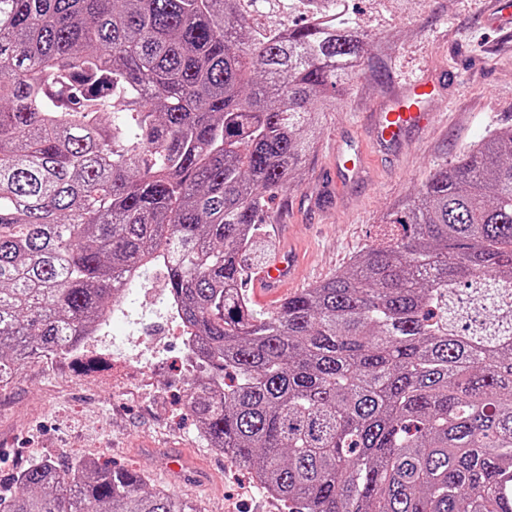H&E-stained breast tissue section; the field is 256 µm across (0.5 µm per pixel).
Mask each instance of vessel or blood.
Instances as JSON below:
<instances>
[{"label":"vessel or blood","mask_w":512,"mask_h":512,"mask_svg":"<svg viewBox=\"0 0 512 512\" xmlns=\"http://www.w3.org/2000/svg\"><path fill=\"white\" fill-rule=\"evenodd\" d=\"M439 81L422 78L402 88L392 99L378 106L372 114L371 139L380 151L397 152L412 131L425 126L430 115ZM366 175V153L363 145L357 144L336 155V183L343 186ZM294 269L292 256L279 255L254 279V297L259 302L276 300L283 295V286ZM146 452L155 457L167 478L205 485L209 473L186 449L161 448L155 443H145Z\"/></svg>","instance_id":"b4317fda"}]
</instances>
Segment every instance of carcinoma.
<instances>
[{
  "label": "carcinoma",
  "mask_w": 512,
  "mask_h": 512,
  "mask_svg": "<svg viewBox=\"0 0 512 512\" xmlns=\"http://www.w3.org/2000/svg\"><path fill=\"white\" fill-rule=\"evenodd\" d=\"M244 0H0V384L168 255L201 436L288 512H512V126L390 213L401 238L256 311L243 257L372 34ZM0 512H198L38 458ZM250 22L254 26L260 28L266 27H279L283 21H288V25L300 23L302 21L301 16L294 12V10L288 12V15H284L277 10V8H269L263 5H257L250 7Z\"/></svg>",
  "instance_id": "carcinoma-1"
}]
</instances>
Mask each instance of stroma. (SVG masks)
I'll return each instance as SVG.
<instances>
[{
  "label": "stroma",
  "instance_id": "stroma-1",
  "mask_svg": "<svg viewBox=\"0 0 512 512\" xmlns=\"http://www.w3.org/2000/svg\"><path fill=\"white\" fill-rule=\"evenodd\" d=\"M343 7L376 39L335 111L327 113L295 186L270 203L246 258L255 273L279 252L295 251L300 261L286 285L291 294L327 279L379 242L391 230L387 214L433 169L455 162L490 130L512 125V27L494 29L491 0H343ZM427 73L445 79L436 103L440 121L414 135L400 156L368 150L366 179L337 189V150L367 142L373 107ZM167 294L159 268L144 290L127 296L134 320L112 330L127 339L119 358L97 361L90 373L63 361L31 362L0 389V482L9 483L39 457L64 465L89 456L146 473L151 484L198 512H285L256 490L245 470L199 440L187 406L192 372L183 346L143 333L150 323L171 332L157 310ZM141 438L189 449L210 471L209 486L168 481L138 450Z\"/></svg>",
  "mask_w": 512,
  "mask_h": 512
}]
</instances>
